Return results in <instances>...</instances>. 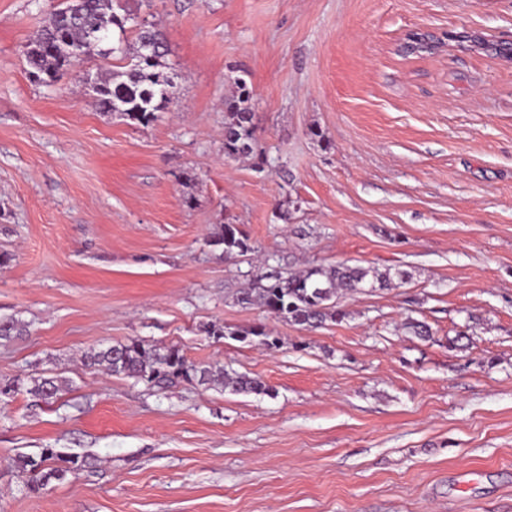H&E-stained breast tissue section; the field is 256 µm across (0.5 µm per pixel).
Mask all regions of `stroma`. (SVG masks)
Returning <instances> with one entry per match:
<instances>
[{"label":"stroma","instance_id":"obj_1","mask_svg":"<svg viewBox=\"0 0 512 512\" xmlns=\"http://www.w3.org/2000/svg\"><path fill=\"white\" fill-rule=\"evenodd\" d=\"M60 3L0 0V320L30 330L0 382L69 383L0 403V512H512V0H120L180 88L146 126L96 111L99 55L30 78ZM237 77L260 167L224 155ZM228 221L252 253L210 245ZM338 263L408 280L315 329L237 301ZM259 322L279 348L233 339ZM131 338L270 391L85 367ZM44 448L93 464L34 492L13 460ZM63 384L56 377H41L33 379L31 387L27 388L29 393L34 398L49 404L57 398L59 393L63 391Z\"/></svg>","mask_w":512,"mask_h":512}]
</instances>
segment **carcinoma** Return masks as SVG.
<instances>
[{"mask_svg": "<svg viewBox=\"0 0 512 512\" xmlns=\"http://www.w3.org/2000/svg\"><path fill=\"white\" fill-rule=\"evenodd\" d=\"M129 17H118L113 0H65L63 7L53 11L37 36L27 43L24 56L31 71L58 80L69 68V49L94 53L112 59L108 68L97 73L94 86L98 111L116 114L137 125H146L156 113L172 103L177 86L166 69L168 43L164 34L152 25L126 27ZM135 33L136 49H130L127 31ZM154 47L145 55V46ZM235 94L224 98V155L250 157L257 154L254 113L249 106L250 89L245 79L236 81ZM210 243L222 249L225 258L245 256L252 251L249 238L239 225H218ZM390 273L375 269L336 265H310L286 276L278 272L258 271L249 287L237 296L239 303L257 305L269 315L304 328H318L326 321L338 322L344 312L336 300L363 288H390ZM26 333V325L18 320L0 321V339L10 340ZM212 336L240 335L241 340L253 336L258 344L273 349L280 339L272 337L262 324L242 333L224 332L212 324L206 328ZM85 365L102 368L111 374L123 375L162 387L175 381L211 388L220 386L234 393L266 394L270 388L256 379L230 372L216 363H194L177 345L160 347L142 339L93 349L85 355ZM63 391L56 377L33 380L27 388L34 398L50 403ZM89 465L88 458L63 455L54 448H44L37 455L22 454L14 461L16 470L29 478L30 489L38 491L52 481H61Z\"/></svg>", "mask_w": 512, "mask_h": 512, "instance_id": "cac0c4a2", "label": "carcinoma"}]
</instances>
